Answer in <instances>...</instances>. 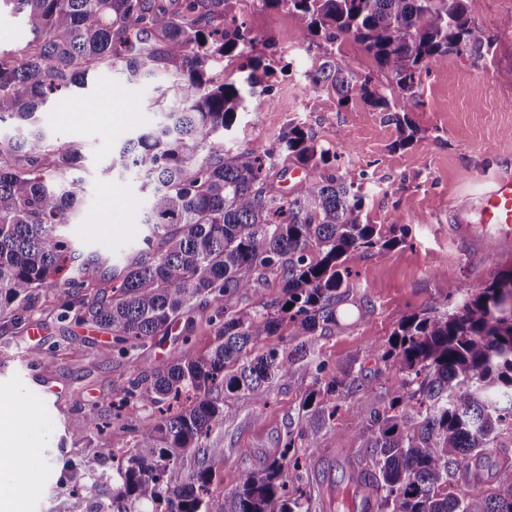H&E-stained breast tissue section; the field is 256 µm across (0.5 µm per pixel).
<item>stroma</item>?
Masks as SVG:
<instances>
[{
  "label": "stroma",
  "instance_id": "1",
  "mask_svg": "<svg viewBox=\"0 0 512 512\" xmlns=\"http://www.w3.org/2000/svg\"><path fill=\"white\" fill-rule=\"evenodd\" d=\"M230 9L251 30L256 53L271 54L272 61L261 78L263 90L247 95L244 110L226 132V147H268L289 122L302 121L319 144L337 153L340 172L362 182L369 223L388 225L399 215L407 226L404 244L393 251L350 257L338 323L307 337L311 350L295 363L291 385H271L258 408L235 401L232 416L214 433L224 446V466L214 483L228 491L253 464L276 456L287 433L300 428V403L316 365H323L328 376L365 377V387L352 388L323 427L320 448L300 459L298 482L311 493V510L326 512L330 488L347 481L343 451L357 445V418L373 396L399 383L381 358L398 323L442 302L446 286L455 285L464 298L507 267L491 257H471L448 226L483 189L488 175L512 170V35L504 27L512 17V0H472L475 22L496 39L495 54L478 63L465 54L452 55L447 64L422 72L417 102L406 114L415 136L404 147L386 113L358 101L340 103L332 92L307 91L304 73L321 64L324 48L300 42L291 13L266 8L261 0H232ZM153 94V86L128 85L104 71L38 115L42 128L59 142L83 147L82 215L65 227V234L80 252L111 257L113 264L132 257L147 233L141 222L146 194L134 174L107 171L120 143L104 133L132 137L153 127L158 120L148 106ZM114 96L119 122L75 109L78 101ZM56 296V288L45 289L48 309L32 319L41 335H29L24 326L0 328V403L10 406L7 453L15 467L8 480L10 512H68L76 491L86 496L91 512L107 507L113 454L130 448L134 429L154 424L160 412L152 409L131 419L126 411H113L104 434L81 440L74 429L85 413L110 409L113 384L133 372L159 368L187 344L194 354H205L214 341L210 310L200 304L171 332L134 348L132 358L106 359L102 353L113 345L111 334L58 320L52 311ZM30 348L42 351L38 371L57 391L49 413L15 376Z\"/></svg>",
  "mask_w": 512,
  "mask_h": 512
}]
</instances>
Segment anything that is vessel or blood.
Segmentation results:
<instances>
[{
	"label": "vessel or blood",
	"instance_id": "obj_1",
	"mask_svg": "<svg viewBox=\"0 0 512 512\" xmlns=\"http://www.w3.org/2000/svg\"><path fill=\"white\" fill-rule=\"evenodd\" d=\"M480 226L458 224L454 232L479 257L496 248L498 241L512 237V174L497 173L476 197Z\"/></svg>",
	"mask_w": 512,
	"mask_h": 512
}]
</instances>
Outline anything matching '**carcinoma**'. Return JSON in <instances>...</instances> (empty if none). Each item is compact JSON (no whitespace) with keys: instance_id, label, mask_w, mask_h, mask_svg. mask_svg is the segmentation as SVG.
Listing matches in <instances>:
<instances>
[{"instance_id":"carcinoma-1","label":"carcinoma","mask_w":512,"mask_h":512,"mask_svg":"<svg viewBox=\"0 0 512 512\" xmlns=\"http://www.w3.org/2000/svg\"><path fill=\"white\" fill-rule=\"evenodd\" d=\"M230 0H0L27 17L30 38L0 51V319L14 326L45 311L42 290L62 264L58 318L112 333L117 353L166 334L200 300L210 309L215 340L203 356L184 348L158 369L112 386V405L136 415L168 405L152 426L136 430L112 475L108 512H309L310 494L293 486L296 440L320 448V431L336 416L347 380L316 368L301 408L306 422L278 456L249 468L239 485L214 493L224 449L211 434L224 427L228 399L255 405L273 383L289 385L294 359L265 344L296 340L336 325L346 298L347 261L355 252L385 254L403 239L394 223L369 224L361 185L340 173L330 149L291 123L269 148L224 147L246 89L258 84L266 57L254 54L246 24L229 16ZM296 19L301 39L349 37L388 85L343 66L333 53L306 72L314 93L333 91L388 113L400 134V112L416 98L417 76L448 62L493 55L496 39L473 20L469 0H263ZM246 60L243 81L224 78V58ZM112 70L128 84L161 77L153 106L162 120L122 141L108 170L132 171L148 191L145 248L101 284L102 258L83 256L59 229L74 222L83 196L81 147L60 144L37 124L40 108L91 75ZM293 162L306 172L286 196L275 188ZM282 294L265 297L270 279ZM399 322L382 358L399 384L375 399L357 423L366 467L349 481L373 489L376 512H512V460L497 464L494 487L455 489L460 477L482 484L486 451L512 436V269L468 297ZM250 297L252 303L238 302ZM293 307H288V304ZM89 412L75 436L101 428ZM194 465L185 469V461Z\"/></svg>"}]
</instances>
